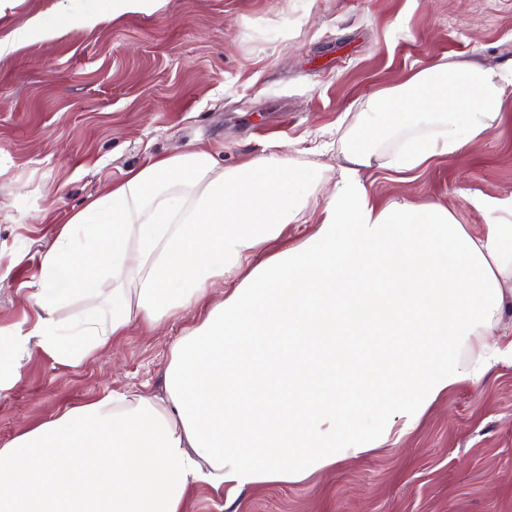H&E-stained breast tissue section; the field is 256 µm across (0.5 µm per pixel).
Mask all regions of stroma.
<instances>
[{
  "mask_svg": "<svg viewBox=\"0 0 512 512\" xmlns=\"http://www.w3.org/2000/svg\"><path fill=\"white\" fill-rule=\"evenodd\" d=\"M512 61V0H167L65 28L0 61V326L33 321L40 254L69 215L151 157L200 143L222 165L279 151L339 177L344 115L448 58ZM480 145L372 197L485 224L475 193L512 196V99ZM199 315L132 329L116 358L59 365L42 350L0 394V444L106 390L164 397L173 343ZM186 512H512V363L445 393L418 428L296 483L218 492Z\"/></svg>",
  "mask_w": 512,
  "mask_h": 512,
  "instance_id": "stroma-1",
  "label": "stroma"
}]
</instances>
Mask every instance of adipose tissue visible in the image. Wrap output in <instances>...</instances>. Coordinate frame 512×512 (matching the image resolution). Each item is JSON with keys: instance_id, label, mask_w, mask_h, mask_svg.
I'll return each mask as SVG.
<instances>
[{"instance_id": "obj_1", "label": "adipose tissue", "mask_w": 512, "mask_h": 512, "mask_svg": "<svg viewBox=\"0 0 512 512\" xmlns=\"http://www.w3.org/2000/svg\"><path fill=\"white\" fill-rule=\"evenodd\" d=\"M72 4L55 0L51 16L0 38V57L101 22ZM511 97L512 71L478 59L371 93L315 231L266 257L321 182L286 154L231 168L203 147L162 154L91 198L41 253L33 326L0 330V393L33 349L76 367L132 326L190 308L204 317L172 348L165 397L108 392L1 444L0 512H186L201 484L299 482L402 438L443 394L512 361V337L496 336L512 304V196L471 195L498 215L473 230L434 202L379 203L363 179L477 143ZM105 275L104 303L61 321ZM217 280L227 288L213 304ZM386 327L408 342L381 374L357 379L374 402L364 420L336 391V339Z\"/></svg>"}]
</instances>
